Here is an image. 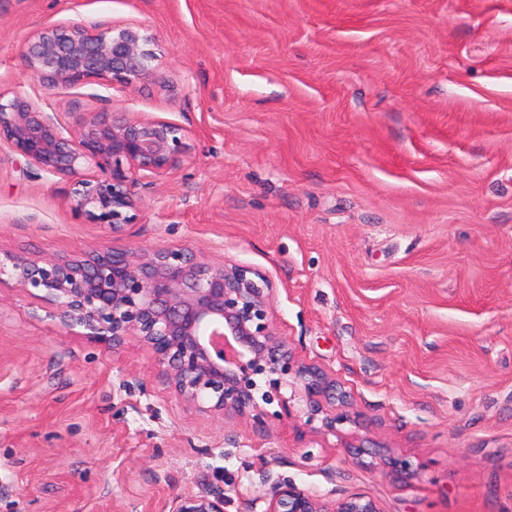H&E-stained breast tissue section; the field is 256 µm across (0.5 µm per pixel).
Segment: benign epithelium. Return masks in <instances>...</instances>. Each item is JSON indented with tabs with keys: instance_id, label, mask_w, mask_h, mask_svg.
<instances>
[{
	"instance_id": "benign-epithelium-1",
	"label": "benign epithelium",
	"mask_w": 512,
	"mask_h": 512,
	"mask_svg": "<svg viewBox=\"0 0 512 512\" xmlns=\"http://www.w3.org/2000/svg\"><path fill=\"white\" fill-rule=\"evenodd\" d=\"M22 61L50 88L106 80L133 89L156 78L155 53L134 26L46 27L26 44ZM188 139L175 122L130 112L78 114L67 127L29 99L0 96V142L46 174L75 178L74 211L114 234L136 220L138 188L181 166ZM6 283L39 291L45 317L94 343L115 350L136 337L176 394L202 412L248 418L263 429L260 403L276 400L287 416L295 411L282 393L290 387L300 393L308 421L319 416L334 432L349 420L332 408L349 406L350 395L323 368L295 359L274 326V283L250 266L205 261L185 249L101 246L51 261L6 254L0 285ZM264 504L262 512H380L365 495L325 502L290 482L275 484ZM173 512H224V491L180 498Z\"/></svg>"
}]
</instances>
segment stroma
<instances>
[{"label": "stroma", "mask_w": 512, "mask_h": 512, "mask_svg": "<svg viewBox=\"0 0 512 512\" xmlns=\"http://www.w3.org/2000/svg\"><path fill=\"white\" fill-rule=\"evenodd\" d=\"M136 25L157 77L48 89L41 28ZM0 93L70 123L132 112L190 132L115 234L72 178L0 146V252L189 249L265 272L298 361L350 421L204 413L137 339L117 350L0 287V512H172L277 482L381 512H512V0H0ZM405 461L407 473L386 461ZM173 512H224V492L217 490L203 498H180Z\"/></svg>", "instance_id": "stroma-1"}]
</instances>
